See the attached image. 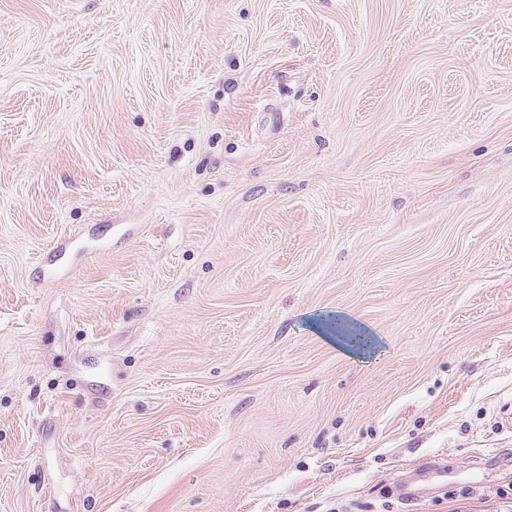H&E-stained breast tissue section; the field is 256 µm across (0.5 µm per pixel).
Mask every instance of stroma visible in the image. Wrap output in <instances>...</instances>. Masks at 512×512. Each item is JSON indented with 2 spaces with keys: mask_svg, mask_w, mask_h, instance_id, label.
Instances as JSON below:
<instances>
[{
  "mask_svg": "<svg viewBox=\"0 0 512 512\" xmlns=\"http://www.w3.org/2000/svg\"><path fill=\"white\" fill-rule=\"evenodd\" d=\"M509 401L512 0H0V512H512ZM454 477L452 472H448V467L428 460L409 467L396 488L401 500L414 502L448 489V484L454 483L451 481Z\"/></svg>",
  "mask_w": 512,
  "mask_h": 512,
  "instance_id": "stroma-1",
  "label": "stroma"
}]
</instances>
